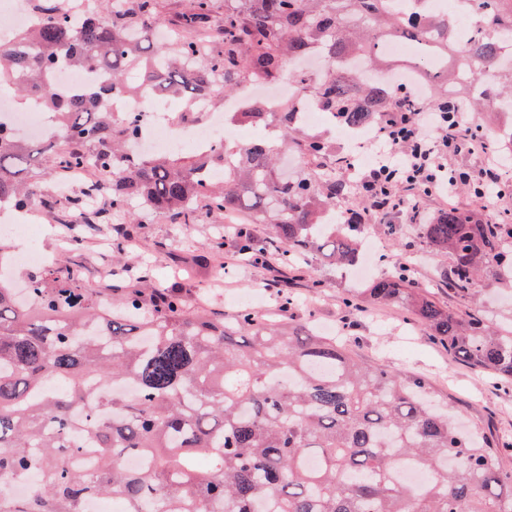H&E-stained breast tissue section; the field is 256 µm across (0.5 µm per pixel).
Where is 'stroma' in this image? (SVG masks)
Masks as SVG:
<instances>
[{
    "instance_id": "1",
    "label": "stroma",
    "mask_w": 512,
    "mask_h": 512,
    "mask_svg": "<svg viewBox=\"0 0 512 512\" xmlns=\"http://www.w3.org/2000/svg\"><path fill=\"white\" fill-rule=\"evenodd\" d=\"M453 203L468 207L480 224L496 222L499 213L512 211L510 194L477 201L462 191L451 200L437 195L427 198L419 218L399 213L363 224V237L383 244L382 252L369 261L370 277L387 276L394 262H402L418 287L454 312L480 315L500 329H511L512 279L487 272L468 290L449 292L451 261L447 253L434 250L420 231L421 225L434 223ZM56 218L55 212L44 213L43 221L50 230L39 240L51 264L69 267L104 300H116L119 278L100 275L101 268L113 266L112 253L100 251L94 236L87 239L82 252L60 248L61 229L55 224ZM228 222L249 229L257 238L268 236L267 225L254 223L251 216L233 215L224 221L203 207L193 224H175L162 215H146L139 235L144 268L156 282L180 284L191 298H205L227 314L236 311V299L252 298L256 310L278 314L285 323L309 321L334 328L359 358L403 376L425 377L435 395L447 401L451 418L491 439H512V388L456 361L405 309L369 300L361 292L365 280L342 274L320 254H308L293 270L274 262L254 264L250 256L237 251L233 240L225 239L224 225ZM218 239L225 242L222 259L198 263V255L206 253L208 244ZM289 296L295 303L288 308L284 300Z\"/></svg>"
}]
</instances>
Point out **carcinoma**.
I'll return each mask as SVG.
<instances>
[{
	"label": "carcinoma",
	"instance_id": "carcinoma-1",
	"mask_svg": "<svg viewBox=\"0 0 512 512\" xmlns=\"http://www.w3.org/2000/svg\"><path fill=\"white\" fill-rule=\"evenodd\" d=\"M218 52L186 29L214 21L213 0H192L174 19L157 0H100L79 19L58 0H36L32 32L0 39V85L23 100L41 96L57 132L21 141L0 125V200L19 211L38 199L35 165L91 163L112 177L107 201L123 213L137 201L149 213L192 224L199 205L252 211L280 243L277 261L328 250L348 270L361 255L359 225L340 204L351 187L336 176L326 139L308 134L293 112L255 107L234 121L275 123L280 139L259 137L230 150L132 154L139 117H114L116 92L135 96L148 77L168 97L211 100L242 84H273L290 63L317 50L329 63L316 81L293 72L335 126L381 122L396 84L381 65L396 35L419 68L434 67L430 99L459 109L512 112V65L499 57L512 38V0H467L466 17L440 9L403 15L396 0H228ZM168 21L171 49L154 31ZM354 58L338 66V58ZM82 67L105 78L81 94L48 87L52 69ZM495 72L476 89L460 81ZM303 162L284 179L281 147ZM224 161V184L202 172ZM477 224L455 206L422 233L451 260L448 289H466L483 271L512 275V218ZM237 248L263 256L265 244L239 232ZM21 297L0 279V481L32 480L19 496L0 492V512H87L91 498L114 497L125 512H512V472L501 458L512 442L478 439L431 405L420 376L405 379L353 356L305 324L287 336L272 317L240 310L231 318L191 308L187 293L141 275L114 312L59 267L30 273ZM405 307L456 358L512 386V331L454 314L416 287L409 271L363 289ZM141 456L132 469L121 460ZM206 466H200V461Z\"/></svg>",
	"mask_w": 512,
	"mask_h": 512
}]
</instances>
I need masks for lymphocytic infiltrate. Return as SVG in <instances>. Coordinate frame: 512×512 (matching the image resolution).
<instances>
[{
	"instance_id": "obj_1",
	"label": "lymphocytic infiltrate",
	"mask_w": 512,
	"mask_h": 512,
	"mask_svg": "<svg viewBox=\"0 0 512 512\" xmlns=\"http://www.w3.org/2000/svg\"><path fill=\"white\" fill-rule=\"evenodd\" d=\"M482 150L486 162L478 169L457 172L447 181L448 160ZM502 161L491 145L483 144L471 113L451 107L394 102L378 130L375 151L354 186L364 199L362 210H348L347 220L358 224L407 211L418 214L423 198L453 196L456 184L473 190L476 198L501 196Z\"/></svg>"
}]
</instances>
